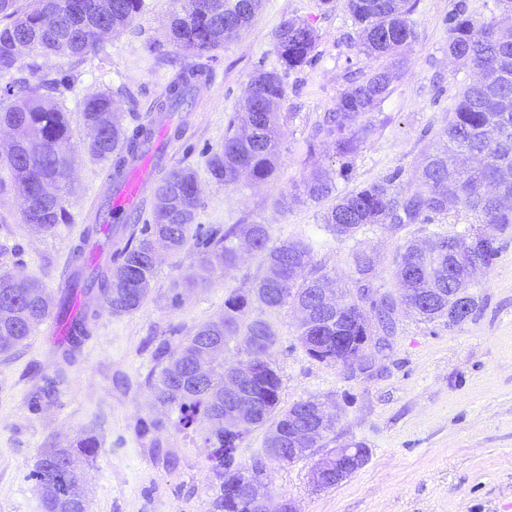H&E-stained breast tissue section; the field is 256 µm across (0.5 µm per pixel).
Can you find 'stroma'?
<instances>
[{
    "mask_svg": "<svg viewBox=\"0 0 512 512\" xmlns=\"http://www.w3.org/2000/svg\"><path fill=\"white\" fill-rule=\"evenodd\" d=\"M453 2L416 0L409 20L417 39L374 113L379 131L359 150L348 179H337L338 191L396 172L409 178L436 146L449 109L472 78L448 55L445 19ZM145 3L135 22L79 66L42 58L44 70L70 78L61 99L74 135L82 133L89 92L125 89L118 117L131 129L149 116L184 64L169 41L168 23L186 0ZM286 18L315 29L319 56L284 80L279 109L289 119L277 171L265 185L246 179L229 188L214 183L207 160L223 144L254 72L277 67L273 36ZM355 30L344 0L329 7L322 0H263L251 26L216 52L209 62L216 78L193 106L182 108L186 124L170 161L200 178L196 221L203 228L257 222L270 225L276 242L316 234L325 204L295 202L291 195L294 183L314 168L340 166L332 144H318L312 155L301 144L315 122L335 109L351 74L370 69V60L342 38ZM105 169V163L76 155L66 196L70 221L50 233L22 223L14 190L1 189L0 266L56 292L88 224L87 208L103 191ZM471 221L459 210L430 224L373 228L345 242L329 239L316 247L313 262L345 282L348 251L367 250L379 260L375 285L393 292V258L401 246L424 242L435 231L455 233ZM497 242L496 260L478 277L482 309L456 326L398 310L390 346L376 353L377 374L370 379L312 359L298 340L293 310L274 314L279 342L271 359L281 379V407L316 397L337 406L338 419L334 432L294 463L264 459L271 508L289 502L296 512H512V230ZM197 253L192 244L178 254L161 252L146 303L122 316L96 310L91 335L73 363L63 362L41 326L0 355V512H44L33 475L41 454L86 435L97 441L86 466L88 512H211L217 481L210 451L199 435L179 426L178 409L153 404L148 376L163 336L192 335L223 309L232 291L259 278L264 264L260 254H250L226 277L191 288ZM155 420L160 429L141 433L142 422ZM353 444L367 448V464L334 488L315 489L311 474L318 461Z\"/></svg>",
    "mask_w": 512,
    "mask_h": 512,
    "instance_id": "stroma-1",
    "label": "stroma"
}]
</instances>
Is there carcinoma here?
<instances>
[{"instance_id": "obj_1", "label": "carcinoma", "mask_w": 512, "mask_h": 512, "mask_svg": "<svg viewBox=\"0 0 512 512\" xmlns=\"http://www.w3.org/2000/svg\"><path fill=\"white\" fill-rule=\"evenodd\" d=\"M17 0H0V126L13 137L0 151V190L11 183L21 199L22 221L52 232L68 222L61 182L71 166L74 152L82 148L98 162L117 161L137 155L152 135L151 122L137 125L131 133L121 126L116 97L122 91L97 90L86 95L82 106L83 137L74 141L63 108L54 99L66 86L63 78L42 72L37 57L51 53L75 67L91 54L103 50L106 35L131 25L145 8V0H30L25 10ZM261 0H189L182 14L169 20L171 42L178 53L193 62L183 67L166 86L158 112L173 111L192 103L200 84L207 81L206 61L231 35L252 23ZM346 7L360 26L357 36L346 39L368 59L391 58L411 42L416 33L408 16L412 0H346ZM318 35L305 22L287 18L275 33L274 51L280 68L258 70L224 136L222 146L207 162V172L226 187L247 176L255 184L268 182L276 172L284 119L278 112L284 97V76L312 64ZM28 61L20 62L22 51ZM448 55L473 69L477 79L461 91L448 110L442 146L425 155L406 186L399 175L336 193V177L347 178L361 144L372 136L373 111L388 97L389 67L379 63L359 81L340 93L336 110L323 116L313 134L304 141L306 154L316 143L330 139L341 160L339 171L319 168L296 188L295 198L314 202L333 198L317 229L346 241L362 229L405 224H428L432 218L461 208L473 222L452 234L435 233L428 247L407 244L394 257L399 294L381 293L384 306L396 313L404 306L422 319L433 321L452 311L449 297L456 281L468 276V267H448V243L475 256L480 270H487L499 253L497 241L478 240L472 230L492 226L502 233L512 227V30L495 22L476 19L470 0H455L448 13ZM38 76L35 83L21 75ZM200 182L190 168L175 167L153 189L152 223L131 232L124 246L116 249L115 267L96 273L89 296L104 300L114 315L130 314L147 301L154 280L156 244L173 253L189 240L199 252L196 285L205 287L215 277H225L237 267L243 251L264 255L265 272L247 289H238L224 299V311L199 326L193 335L172 344L170 336L159 342L155 360L161 369L150 381L154 400L179 409L183 429L202 430L204 443L212 448L211 461L219 491L212 512H263L259 502L241 497L240 483L247 467L237 461L235 449L252 428L268 426L265 453L286 463L280 440L288 435V409H278L281 379L271 362L277 343L273 322L254 306L276 312L297 299L315 302L320 295L337 296L339 308L329 316L318 315L297 325L299 340L322 337L321 349H306L320 362L356 349L365 330L359 324V309L365 306L366 290L374 287L376 259L358 249L347 253L346 266L356 292L343 289L336 276L312 264L313 242L284 241L271 244V225L233 224L204 234L195 223ZM56 301L37 279L18 280L0 269V353L22 345L35 328L50 317ZM90 314H84L70 337L64 360L74 359L88 336ZM254 340L247 355L265 361L238 405L249 419L224 418V375L235 363L215 355L238 337ZM97 448L86 436L74 448H47L33 476L43 490L44 512H88L83 485L84 463Z\"/></svg>"}]
</instances>
